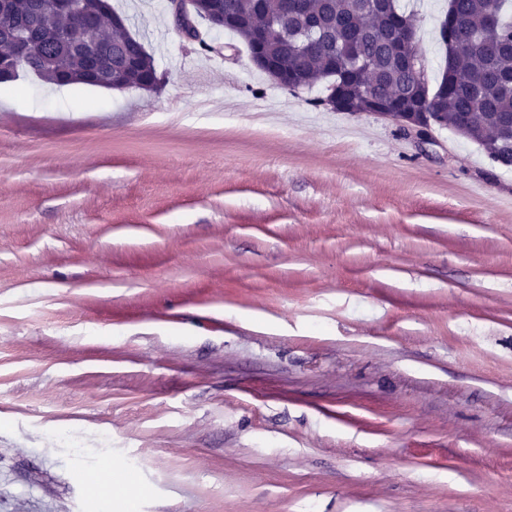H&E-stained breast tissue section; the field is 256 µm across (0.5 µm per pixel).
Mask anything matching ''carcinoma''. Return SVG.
Instances as JSON below:
<instances>
[{
    "instance_id": "1",
    "label": "carcinoma",
    "mask_w": 512,
    "mask_h": 512,
    "mask_svg": "<svg viewBox=\"0 0 512 512\" xmlns=\"http://www.w3.org/2000/svg\"><path fill=\"white\" fill-rule=\"evenodd\" d=\"M510 1L449 0L448 14L458 28L450 30L448 20L441 22L446 54L440 80L433 87L415 77L410 51L394 54L387 46L396 32L416 31L414 15L401 10L397 0L369 13L358 10V0H303V12L260 46L256 32L277 21L280 0H229V32L248 51L260 48L269 63L263 70L268 78L286 68L294 88L327 79L326 100L334 101L341 92L356 112L374 111L383 104L389 87L403 90L411 103L428 104L452 130L460 116L470 112L466 139L494 155L512 150L501 136L502 119L512 114V17H505ZM83 3L98 15L100 33L109 43L98 56L95 82L115 90L150 88L146 80L156 75V68L143 43L125 28L112 26L114 11L102 12V0ZM5 4L12 19L34 25L30 53L18 68L52 84L64 79L92 85L86 58L76 47L95 35L55 10L35 12L36 0H5ZM490 13L500 19L495 29L486 26Z\"/></svg>"
}]
</instances>
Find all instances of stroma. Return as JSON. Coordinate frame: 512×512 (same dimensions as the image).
<instances>
[{"label":"stroma","mask_w":512,"mask_h":512,"mask_svg":"<svg viewBox=\"0 0 512 512\" xmlns=\"http://www.w3.org/2000/svg\"><path fill=\"white\" fill-rule=\"evenodd\" d=\"M111 4L154 90L0 84V512H512V168Z\"/></svg>","instance_id":"1"}]
</instances>
